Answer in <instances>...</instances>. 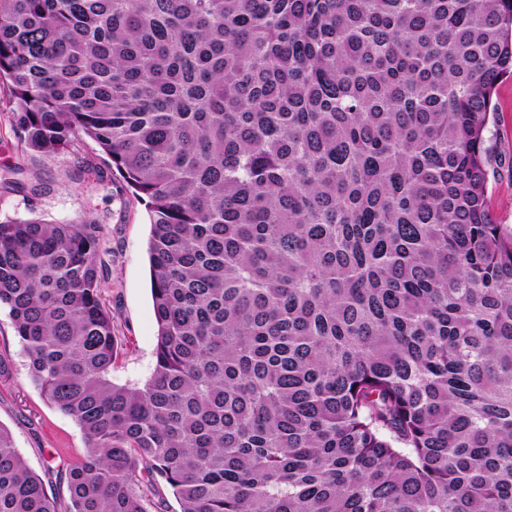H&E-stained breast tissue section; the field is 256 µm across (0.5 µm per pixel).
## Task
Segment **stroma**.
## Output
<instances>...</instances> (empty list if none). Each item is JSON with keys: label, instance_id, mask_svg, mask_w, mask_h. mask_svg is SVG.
Here are the masks:
<instances>
[{"label": "stroma", "instance_id": "35a3bbf8", "mask_svg": "<svg viewBox=\"0 0 512 512\" xmlns=\"http://www.w3.org/2000/svg\"><path fill=\"white\" fill-rule=\"evenodd\" d=\"M492 106L494 158L488 197L496 221L512 225V77L497 84ZM13 167L24 168V188L0 187V221L39 217L70 223L90 216L104 224L105 246L112 252L104 297L121 342L112 379L121 385L144 381L154 364L157 327L147 262L149 218L143 204L122 190L121 179L105 188L80 177L73 157L21 152L8 114L2 111L0 174ZM0 357L10 363L8 375L0 377V425L10 430L16 448L43 479L48 494L65 499V473L82 456L84 437L76 422L50 406L30 382L28 362L2 310Z\"/></svg>", "mask_w": 512, "mask_h": 512}]
</instances>
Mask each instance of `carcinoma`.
I'll return each instance as SVG.
<instances>
[{"instance_id": "1", "label": "carcinoma", "mask_w": 512, "mask_h": 512, "mask_svg": "<svg viewBox=\"0 0 512 512\" xmlns=\"http://www.w3.org/2000/svg\"><path fill=\"white\" fill-rule=\"evenodd\" d=\"M512 0H0L17 146L86 136L150 215L155 363L118 385L104 227L0 221V308L85 439L0 425V512H512ZM494 118L490 125L494 158L488 197L498 224L512 225V77L501 80L493 94Z\"/></svg>"}]
</instances>
